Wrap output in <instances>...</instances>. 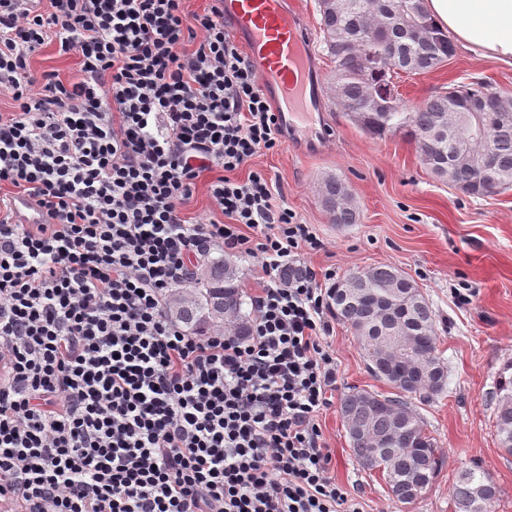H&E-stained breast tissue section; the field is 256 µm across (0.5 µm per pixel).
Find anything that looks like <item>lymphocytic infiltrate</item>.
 <instances>
[{
    "label": "lymphocytic infiltrate",
    "mask_w": 512,
    "mask_h": 512,
    "mask_svg": "<svg viewBox=\"0 0 512 512\" xmlns=\"http://www.w3.org/2000/svg\"><path fill=\"white\" fill-rule=\"evenodd\" d=\"M0 0V498L19 512H362L318 423L322 244L264 173L283 130L212 3ZM76 76L33 71L43 45ZM223 221L189 222L197 179ZM257 259L248 336L184 330L168 304L213 247Z\"/></svg>",
    "instance_id": "f902f5d3"
}]
</instances>
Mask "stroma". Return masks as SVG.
I'll list each match as a JSON object with an SVG mask.
<instances>
[{
    "mask_svg": "<svg viewBox=\"0 0 512 512\" xmlns=\"http://www.w3.org/2000/svg\"><path fill=\"white\" fill-rule=\"evenodd\" d=\"M475 82L512 98V65L459 48L433 71L394 80L411 103ZM323 98L332 136L319 152L305 155L284 142L260 152L249 167L271 180L276 196L322 241L321 250L306 254L309 267L334 269L341 278L389 264L414 282L435 312L437 346L448 367L446 390L434 403L415 407L436 440L438 471L417 502H398L382 475L354 458L340 413L342 397L352 390L386 396L393 390L370 373L351 330L334 322L328 344L336 384L319 418L330 474L365 512H452L453 484L477 467L498 489L494 512H512V455L499 445L492 398L500 368L512 360V190L465 195L430 173L413 141L370 136L337 104L331 88H324ZM329 175L343 182L356 223H333L324 208L320 186ZM463 288L465 303L456 298Z\"/></svg>",
    "mask_w": 512,
    "mask_h": 512,
    "instance_id": "stroma-1",
    "label": "stroma"
}]
</instances>
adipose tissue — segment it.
I'll list each match as a JSON object with an SVG mask.
<instances>
[{
    "label": "adipose tissue",
    "instance_id": "1",
    "mask_svg": "<svg viewBox=\"0 0 512 512\" xmlns=\"http://www.w3.org/2000/svg\"><path fill=\"white\" fill-rule=\"evenodd\" d=\"M425 9L472 52L512 63V0H425Z\"/></svg>",
    "mask_w": 512,
    "mask_h": 512
}]
</instances>
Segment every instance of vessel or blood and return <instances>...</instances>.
Returning <instances> with one entry per match:
<instances>
[{
	"instance_id": "b4317fda",
	"label": "vessel or blood",
	"mask_w": 512,
	"mask_h": 512,
	"mask_svg": "<svg viewBox=\"0 0 512 512\" xmlns=\"http://www.w3.org/2000/svg\"><path fill=\"white\" fill-rule=\"evenodd\" d=\"M232 35L257 64L262 89L274 103L281 125L304 151L329 138L324 102L306 31L287 0H222Z\"/></svg>"
}]
</instances>
